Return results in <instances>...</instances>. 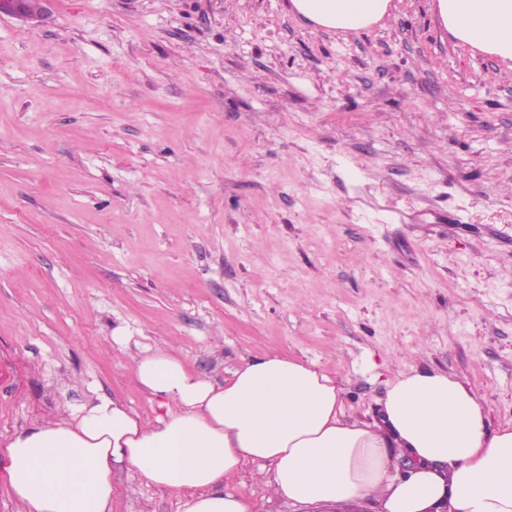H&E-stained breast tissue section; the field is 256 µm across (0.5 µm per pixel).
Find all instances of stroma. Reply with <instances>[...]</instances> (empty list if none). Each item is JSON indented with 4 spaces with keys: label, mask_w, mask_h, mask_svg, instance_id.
Wrapping results in <instances>:
<instances>
[{
    "label": "stroma",
    "mask_w": 512,
    "mask_h": 512,
    "mask_svg": "<svg viewBox=\"0 0 512 512\" xmlns=\"http://www.w3.org/2000/svg\"><path fill=\"white\" fill-rule=\"evenodd\" d=\"M290 2L0 14V451L98 394L154 422L147 349L217 384L315 362L368 423L412 358L512 420V69L436 0L348 34ZM254 470L224 484L250 512H309ZM113 483L111 512H178Z\"/></svg>",
    "instance_id": "35a3bbf8"
}]
</instances>
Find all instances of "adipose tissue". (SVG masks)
<instances>
[{"label": "adipose tissue", "instance_id": "adipose-tissue-1", "mask_svg": "<svg viewBox=\"0 0 512 512\" xmlns=\"http://www.w3.org/2000/svg\"><path fill=\"white\" fill-rule=\"evenodd\" d=\"M315 26L358 32L391 0H291ZM458 41L512 63V0H437ZM165 409L146 425L98 395L18 433L4 455L26 512H110L123 464L181 496V512H247L225 479L256 464L294 505L369 503L374 512H512V422L490 428L474 390L409 367L387 382L380 422L348 421L342 389L312 361L265 353L218 385L156 350L135 360Z\"/></svg>", "mask_w": 512, "mask_h": 512}]
</instances>
